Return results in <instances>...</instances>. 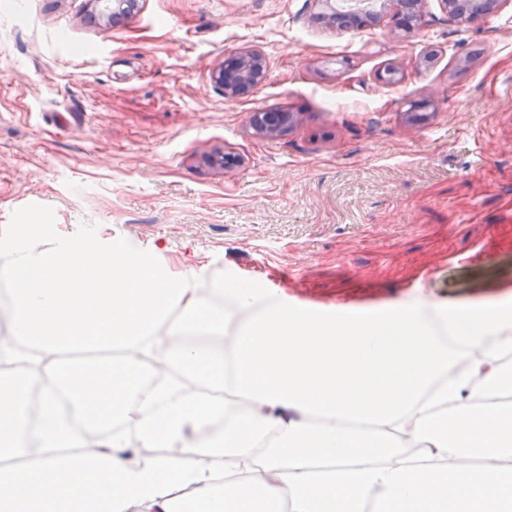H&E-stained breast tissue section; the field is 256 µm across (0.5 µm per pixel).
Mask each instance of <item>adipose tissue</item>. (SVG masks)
Here are the masks:
<instances>
[{"mask_svg": "<svg viewBox=\"0 0 512 512\" xmlns=\"http://www.w3.org/2000/svg\"><path fill=\"white\" fill-rule=\"evenodd\" d=\"M0 279L15 362L0 444L24 459L0 466V512H512V405L490 402L512 393L511 295L370 312L243 282L204 294L34 215L0 240ZM88 347L122 356H63ZM108 418L123 431L87 450Z\"/></svg>", "mask_w": 512, "mask_h": 512, "instance_id": "ef3b65f1", "label": "adipose tissue"}]
</instances>
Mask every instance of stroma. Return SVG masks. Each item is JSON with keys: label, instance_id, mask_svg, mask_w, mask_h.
<instances>
[{"label": "stroma", "instance_id": "stroma-1", "mask_svg": "<svg viewBox=\"0 0 512 512\" xmlns=\"http://www.w3.org/2000/svg\"><path fill=\"white\" fill-rule=\"evenodd\" d=\"M98 10L0 0V239L35 214L308 308L512 290V6L460 24L427 0L410 37L326 27L318 0ZM240 47L269 71L230 99L213 70ZM275 109L294 127L256 135Z\"/></svg>", "mask_w": 512, "mask_h": 512}]
</instances>
